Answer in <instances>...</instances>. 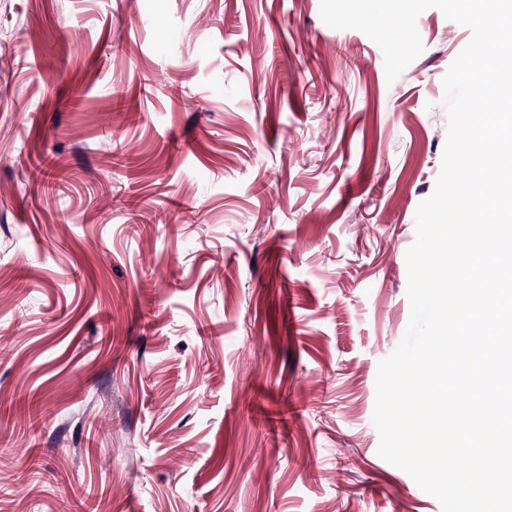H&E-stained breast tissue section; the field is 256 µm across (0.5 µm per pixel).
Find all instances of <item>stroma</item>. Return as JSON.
Segmentation results:
<instances>
[{
  "mask_svg": "<svg viewBox=\"0 0 512 512\" xmlns=\"http://www.w3.org/2000/svg\"><path fill=\"white\" fill-rule=\"evenodd\" d=\"M417 29L391 82L320 0H0V512H442L372 421L472 36Z\"/></svg>",
  "mask_w": 512,
  "mask_h": 512,
  "instance_id": "1",
  "label": "stroma"
}]
</instances>
